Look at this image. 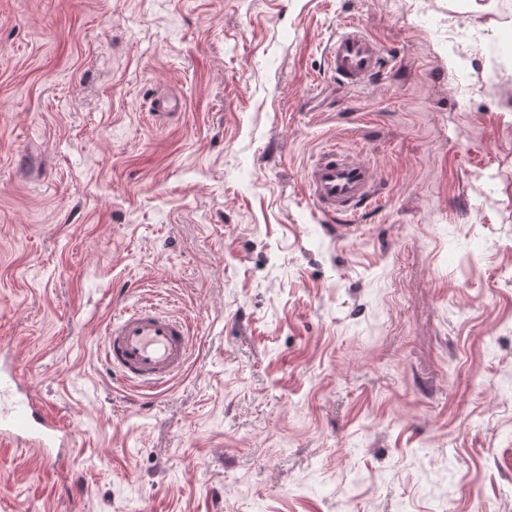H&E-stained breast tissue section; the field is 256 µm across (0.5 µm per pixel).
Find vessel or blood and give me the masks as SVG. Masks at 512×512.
I'll list each match as a JSON object with an SVG mask.
<instances>
[{"instance_id": "vessel-or-blood-1", "label": "vessel or blood", "mask_w": 512, "mask_h": 512, "mask_svg": "<svg viewBox=\"0 0 512 512\" xmlns=\"http://www.w3.org/2000/svg\"><path fill=\"white\" fill-rule=\"evenodd\" d=\"M328 66L337 84L355 89L384 70L380 44L357 22L336 30L328 47ZM305 182L318 210L351 223L362 209L378 205L380 192L370 166L351 150L327 147L307 168ZM195 347L186 323L155 305H136L109 322L100 355L121 382L153 391L174 381L185 370ZM0 393L12 395L0 413V452L27 445L40 449L41 463L55 468L71 433L60 415L37 394L24 371L0 374Z\"/></svg>"}]
</instances>
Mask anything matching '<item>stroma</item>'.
<instances>
[{
	"label": "stroma",
	"instance_id": "obj_1",
	"mask_svg": "<svg viewBox=\"0 0 512 512\" xmlns=\"http://www.w3.org/2000/svg\"><path fill=\"white\" fill-rule=\"evenodd\" d=\"M509 39L512 0H0V350L73 436L0 455V512H512ZM330 143L383 190L332 236ZM160 300L197 347L139 391L100 332ZM328 66L336 83L351 90L383 72L384 54L359 23L348 21L337 28L329 44Z\"/></svg>",
	"mask_w": 512,
	"mask_h": 512
}]
</instances>
